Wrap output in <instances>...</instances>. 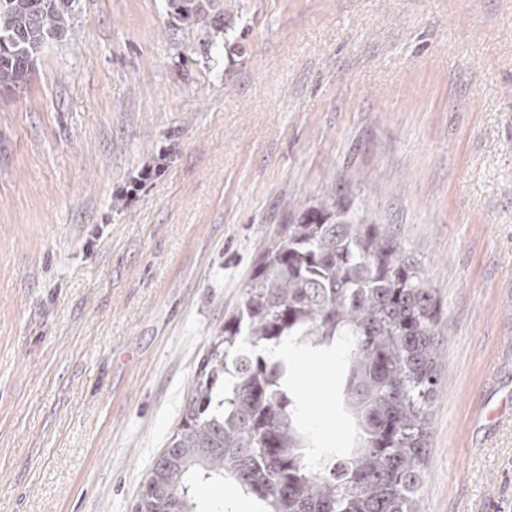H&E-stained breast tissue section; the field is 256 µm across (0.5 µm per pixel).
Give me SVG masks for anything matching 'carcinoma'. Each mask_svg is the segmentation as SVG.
<instances>
[{
    "label": "carcinoma",
    "instance_id": "cac0c4a2",
    "mask_svg": "<svg viewBox=\"0 0 512 512\" xmlns=\"http://www.w3.org/2000/svg\"><path fill=\"white\" fill-rule=\"evenodd\" d=\"M203 23L214 0H169ZM76 0H0V96L29 80L43 50L74 37ZM420 264L360 204L331 190L267 249L240 314L224 323L195 377L182 422L133 512H197L199 481H235L264 512H417L439 336ZM283 336L336 343L344 405L360 428L345 452L311 447L283 368L240 347Z\"/></svg>",
    "mask_w": 512,
    "mask_h": 512
}]
</instances>
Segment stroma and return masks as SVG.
I'll use <instances>...</instances> for the list:
<instances>
[{"instance_id": "stroma-1", "label": "stroma", "mask_w": 512, "mask_h": 512, "mask_svg": "<svg viewBox=\"0 0 512 512\" xmlns=\"http://www.w3.org/2000/svg\"><path fill=\"white\" fill-rule=\"evenodd\" d=\"M224 7L78 0L0 96V512H132L263 254L331 189L440 306L420 512H512V0ZM175 14L183 19L198 18V24H202L209 16V11H214V0H169ZM203 2L207 8L203 6Z\"/></svg>"}]
</instances>
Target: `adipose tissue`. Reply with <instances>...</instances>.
Here are the masks:
<instances>
[{
	"mask_svg": "<svg viewBox=\"0 0 512 512\" xmlns=\"http://www.w3.org/2000/svg\"><path fill=\"white\" fill-rule=\"evenodd\" d=\"M269 356L272 361L281 362L291 371L283 381V389L287 392L303 393V377L311 366H318L322 375L323 392L328 402L336 400V354L327 352L314 357L299 349L293 338L282 337L280 343L273 347Z\"/></svg>",
	"mask_w": 512,
	"mask_h": 512,
	"instance_id": "obj_1",
	"label": "adipose tissue"
}]
</instances>
